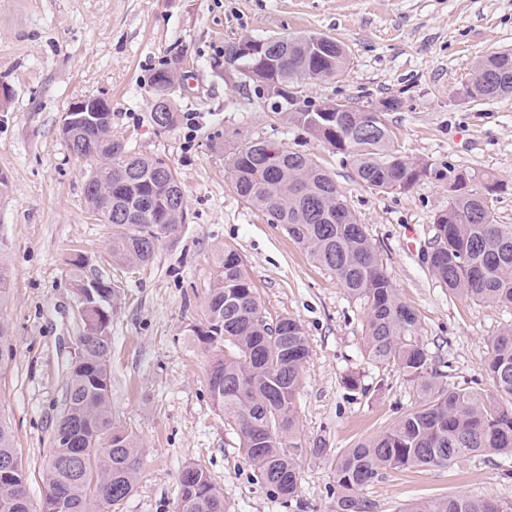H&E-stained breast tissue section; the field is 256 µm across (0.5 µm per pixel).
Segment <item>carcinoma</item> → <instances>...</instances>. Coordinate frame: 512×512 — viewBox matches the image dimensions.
<instances>
[{
  "instance_id": "carcinoma-1",
  "label": "carcinoma",
  "mask_w": 512,
  "mask_h": 512,
  "mask_svg": "<svg viewBox=\"0 0 512 512\" xmlns=\"http://www.w3.org/2000/svg\"><path fill=\"white\" fill-rule=\"evenodd\" d=\"M316 35L265 37L258 59L237 60L252 72L254 85H301L343 71L347 53L333 38L314 49ZM475 66L491 77L469 83L474 100L512 95V53H491ZM175 78L168 68L150 77L152 120L161 130L177 122L173 105L161 100L162 88ZM280 112L289 125L347 155L359 183L382 193L405 192L429 176L444 177L432 165L395 147L386 113L399 107L383 101L373 113L374 127L360 136L368 118L360 112ZM64 139L80 159L94 162L85 185L89 210L112 225V260L150 261L158 245L178 239L186 222L184 192L176 173L161 159L141 156L112 138V112L62 127ZM236 192L268 223L279 224L312 260L329 270L350 296L364 303L367 356L396 364L416 386L421 401L390 427L345 450L336 460L334 512H371L362 490L390 469L448 466L463 456H512V327L490 342L483 377L486 394L473 386L436 380L427 350L414 336L418 317L393 287L379 255L331 175L310 156L265 140H249L230 160ZM494 175L461 170L448 187V209L434 217L435 236L428 256L432 276L448 291L474 302L512 306V224L495 222L479 194ZM72 285L83 308L82 348L70 365L65 407L43 471L41 512H109L137 484L144 448L127 428L112 423L109 367L112 305L118 292L102 276L82 274L83 260L71 261ZM212 352L208 388L224 422L236 428L244 459L269 496L288 503L297 497L295 456L302 451L296 422L301 371L309 357L302 325L280 319V331L262 320L260 298L238 251L224 246L216 259L206 301V325L194 330ZM231 348L232 354L225 353ZM12 359L8 324L0 320V368ZM26 470L13 429L0 418V512H30ZM181 512H229L224 494L194 464L180 475ZM399 512H512V495H467L415 502Z\"/></svg>"
}]
</instances>
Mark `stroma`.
Wrapping results in <instances>:
<instances>
[{
    "instance_id": "1",
    "label": "stroma",
    "mask_w": 512,
    "mask_h": 512,
    "mask_svg": "<svg viewBox=\"0 0 512 512\" xmlns=\"http://www.w3.org/2000/svg\"><path fill=\"white\" fill-rule=\"evenodd\" d=\"M304 33L341 41L348 62L337 76L305 81L301 98L358 107L398 100L386 115L397 147L441 177L402 193L360 185L343 154L281 121L245 77L225 74V44ZM510 50L512 0H0V85L9 91L0 103V174L10 184L0 198V247L12 271L0 317L14 351L0 369V416L14 430L33 508L44 497L42 468L82 328L69 265L77 252L89 260L85 276H106L119 290L112 421L145 448L134 492L112 512H179L188 463L207 472L230 512H332L337 455L419 404L397 366L368 358L363 303L237 194L229 161L248 140L308 154L328 170L417 313L431 368L464 387L479 380L491 338L512 326V307L450 294L426 257L434 216L448 206L450 170L503 181L492 212L496 223L512 224V95H464L479 56ZM173 58L182 72L173 95L179 120L162 131L151 118L149 78ZM93 97L112 106L113 138L163 159L185 194L178 240L146 264L113 262L112 227L84 197L89 165L60 131L70 106ZM226 245L242 257L267 321L295 318L310 346L297 407L300 486L286 505L256 483L236 430L214 406L211 355L194 336L205 324L214 252ZM351 375L357 388L345 384ZM509 492L512 457L492 455L388 470L363 495L373 512H398L417 500Z\"/></svg>"
}]
</instances>
